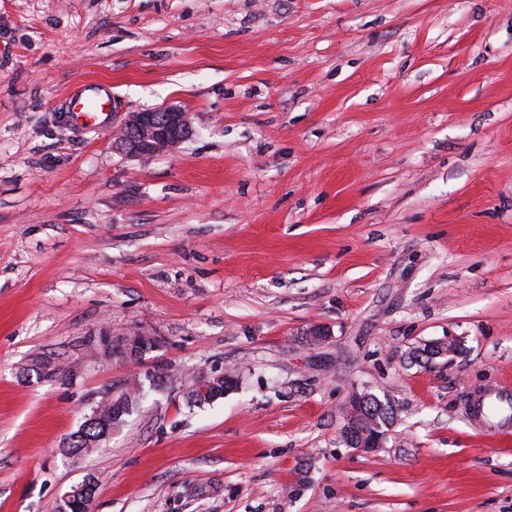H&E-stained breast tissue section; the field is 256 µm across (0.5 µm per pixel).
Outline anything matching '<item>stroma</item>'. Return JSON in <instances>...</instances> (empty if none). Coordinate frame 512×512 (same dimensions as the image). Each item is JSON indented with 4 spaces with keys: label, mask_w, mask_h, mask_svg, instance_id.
<instances>
[{
    "label": "stroma",
    "mask_w": 512,
    "mask_h": 512,
    "mask_svg": "<svg viewBox=\"0 0 512 512\" xmlns=\"http://www.w3.org/2000/svg\"><path fill=\"white\" fill-rule=\"evenodd\" d=\"M90 83L110 128L68 120ZM162 106L187 140L113 148ZM490 388L512 401V0H0V512L90 474L91 512H512ZM356 389L397 412L371 452L341 438ZM210 379L212 380L214 391L222 396L224 395V391L230 390L235 383L232 375L222 376L219 379H216V377H210ZM210 379L209 377H199L196 379V386L193 383L196 391L193 388V390L191 391L192 396L194 397L195 391L196 396L202 399L201 400L199 398H196L195 402L210 403L209 400H206L212 395V384L209 381ZM99 426L100 424L98 423H92L85 429L80 428L70 437V442L64 450L70 455L80 456L96 449L95 447L91 448V446H95L94 440L102 432Z\"/></svg>",
    "instance_id": "obj_1"
}]
</instances>
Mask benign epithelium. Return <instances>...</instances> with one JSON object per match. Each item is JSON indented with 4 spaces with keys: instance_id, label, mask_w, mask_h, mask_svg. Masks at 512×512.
<instances>
[{
    "instance_id": "benign-epithelium-1",
    "label": "benign epithelium",
    "mask_w": 512,
    "mask_h": 512,
    "mask_svg": "<svg viewBox=\"0 0 512 512\" xmlns=\"http://www.w3.org/2000/svg\"><path fill=\"white\" fill-rule=\"evenodd\" d=\"M191 133L187 113L173 108H156L130 114L124 133L115 140V148L127 155L144 156L159 150H171ZM367 392L349 394L342 437L354 447L371 452L383 444L385 434L370 415Z\"/></svg>"
}]
</instances>
